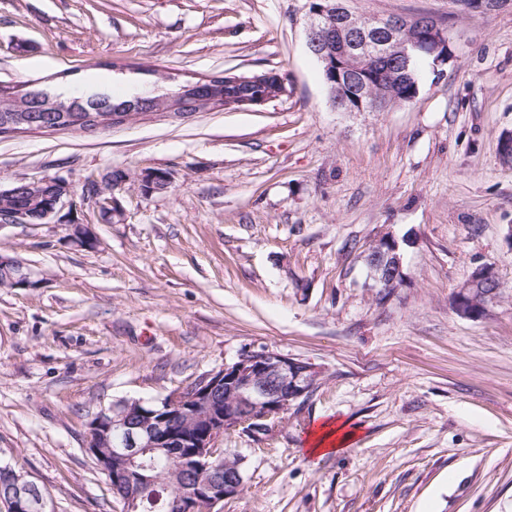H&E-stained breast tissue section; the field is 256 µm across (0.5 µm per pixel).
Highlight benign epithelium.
Instances as JSON below:
<instances>
[{
  "label": "benign epithelium",
  "instance_id": "obj_1",
  "mask_svg": "<svg viewBox=\"0 0 512 512\" xmlns=\"http://www.w3.org/2000/svg\"><path fill=\"white\" fill-rule=\"evenodd\" d=\"M307 46L329 73L324 84L332 107L337 112H382L392 106L393 67L409 64L426 55L432 65L448 62L447 32L433 17L421 14L373 17L364 22L343 3L311 0ZM353 84L351 93L345 85ZM185 93L170 101L166 112L181 117L206 112L221 104L227 111L266 105L288 94L287 79L275 71L251 75L217 74L184 87ZM135 112L108 116H89L74 125L76 131L96 133L107 124L123 126L137 118ZM141 190L146 194L163 192L172 185V175L163 169L141 172ZM126 182L110 180L109 175L89 178L82 188L83 199L100 201L108 195L112 216L121 214L116 193ZM53 188V204L39 217L43 223L57 219L71 241L93 249L99 244L89 225L62 213L71 202V184L53 177L37 182H19L0 188V198L10 199L21 192L35 194ZM32 213L11 207L0 211V228L10 224H31ZM378 249L371 252L372 276L379 293L389 294L403 286L405 273L399 242L390 235L376 239ZM24 263L0 255V287L30 286ZM500 281L489 263L477 265L457 287L455 313L467 320L485 318L497 302ZM322 372L309 362L288 358L270 349L244 350L196 382L171 392L160 400L162 408L119 401L95 414L88 423L86 448L96 466L111 481L112 488H123L138 472V483H162L151 467L139 462L147 453H161L178 462L176 472H192V481L173 495V512H222L224 499L238 495L243 483L228 475L224 481L209 478L215 468L216 441L224 433L241 431L258 436L284 419L291 406L312 394ZM9 494L0 497L6 512H53L51 500L26 475L10 471Z\"/></svg>",
  "mask_w": 512,
  "mask_h": 512
}]
</instances>
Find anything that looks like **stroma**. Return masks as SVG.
I'll return each instance as SVG.
<instances>
[{
    "label": "stroma",
    "instance_id": "1",
    "mask_svg": "<svg viewBox=\"0 0 512 512\" xmlns=\"http://www.w3.org/2000/svg\"><path fill=\"white\" fill-rule=\"evenodd\" d=\"M368 17L448 21L452 56L416 98L337 112L305 37L309 0H0V85L163 95L215 74L285 73L252 110L147 116L93 135H0V187L61 176L64 226L0 228V254L33 286L0 288V461L54 512H122L85 446L119 400L154 401L266 347L319 367L318 388L244 460L223 512H512V8L347 0ZM164 169L168 191L128 182L121 217L84 201L114 169ZM402 242L406 283L383 297L364 251ZM494 266L504 293L480 321L451 295ZM357 436L307 452L325 421Z\"/></svg>",
    "mask_w": 512,
    "mask_h": 512
}]
</instances>
